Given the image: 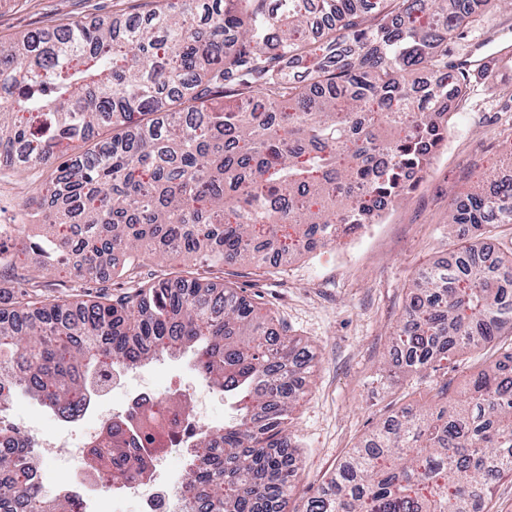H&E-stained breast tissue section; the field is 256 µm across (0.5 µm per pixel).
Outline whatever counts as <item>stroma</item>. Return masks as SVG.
<instances>
[{"label":"stroma","mask_w":512,"mask_h":512,"mask_svg":"<svg viewBox=\"0 0 512 512\" xmlns=\"http://www.w3.org/2000/svg\"><path fill=\"white\" fill-rule=\"evenodd\" d=\"M153 0H0V38H15L67 20L143 14ZM512 48V11L479 21L448 46L449 61L478 57L489 48ZM512 137V58L493 83L475 81L470 99L449 121L448 139L428 175L380 223L334 247L317 248L259 270L248 264L209 268L179 256L147 262L142 278L187 272L236 289L311 347L315 367L292 414L300 442L299 478L287 512H306L351 449L401 407L434 403L443 381L460 388L477 371L479 357L449 363L447 372L410 373L396 362L391 336L422 270L451 259L456 241L448 215L470 185L512 171L503 147ZM48 176L42 168L0 169V224L22 225L23 208ZM41 289L72 299L131 289L129 280L85 282L38 274ZM195 378L193 356L154 361L144 367L142 386L168 389Z\"/></svg>","instance_id":"stroma-1"}]
</instances>
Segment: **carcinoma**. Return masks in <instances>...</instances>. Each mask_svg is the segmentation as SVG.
Returning a JSON list of instances; mask_svg holds the SVG:
<instances>
[{"label": "carcinoma", "mask_w": 512, "mask_h": 512, "mask_svg": "<svg viewBox=\"0 0 512 512\" xmlns=\"http://www.w3.org/2000/svg\"><path fill=\"white\" fill-rule=\"evenodd\" d=\"M467 0H156L121 22L75 20L0 41V164L53 176L26 204L23 247L46 272L98 281L178 254L211 266H266L332 246L374 224L427 175L448 138L451 104L473 74L448 43L475 21ZM450 214L452 265L412 285L391 343L409 371L485 352L442 406L402 408L366 437L306 512H490L512 475V253L485 250L512 231V182L477 184ZM0 224V403L24 390L79 410L98 359L132 368L166 347L234 400L224 427L200 432L186 492L205 512H284L298 479L291 415L308 355L237 291L210 279L144 280L116 297L43 296ZM124 258L112 267L113 253ZM170 424L186 406L169 397ZM138 419L108 423L88 452L100 477L139 483L148 464ZM0 451V512H75L34 486L39 458Z\"/></svg>", "instance_id": "obj_1"}]
</instances>
